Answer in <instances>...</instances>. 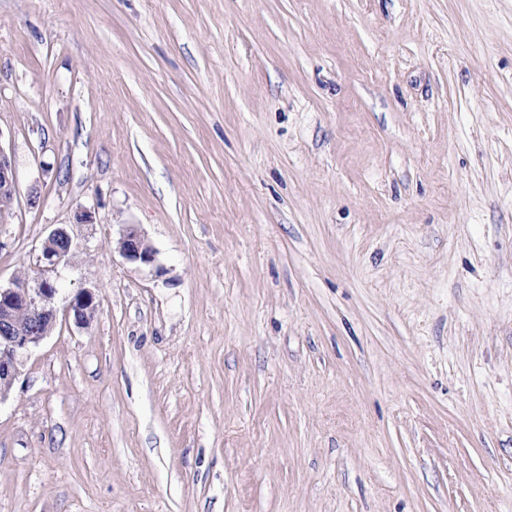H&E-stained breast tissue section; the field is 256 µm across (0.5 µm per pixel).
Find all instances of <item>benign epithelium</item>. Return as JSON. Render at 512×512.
I'll return each mask as SVG.
<instances>
[{
	"mask_svg": "<svg viewBox=\"0 0 512 512\" xmlns=\"http://www.w3.org/2000/svg\"><path fill=\"white\" fill-rule=\"evenodd\" d=\"M12 160L0 147V210L11 208L16 194ZM78 246L67 225L52 229L41 244L38 271L18 277L11 286L0 287V402L7 399L25 360L55 328L59 312L85 325L94 316L97 295L89 288L77 292L64 309L57 306L59 288L55 274L71 262ZM118 252L128 260L150 264L155 252L137 225H125L116 242Z\"/></svg>",
	"mask_w": 512,
	"mask_h": 512,
	"instance_id": "obj_1",
	"label": "benign epithelium"
}]
</instances>
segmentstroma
<instances>
[{"mask_svg":"<svg viewBox=\"0 0 512 512\" xmlns=\"http://www.w3.org/2000/svg\"><path fill=\"white\" fill-rule=\"evenodd\" d=\"M0 147V512H512V0H0ZM16 175L12 160L0 147V210L11 208L16 194ZM78 246L66 224L52 229L41 244L34 276L0 285V402L7 399L25 360L55 328L60 309L54 276L71 262ZM118 252L128 260L150 264L155 260V252L135 224H126L116 242ZM98 307L97 295L90 288L81 289L65 306V317L74 319L75 324L85 325L94 316Z\"/></svg>","mask_w":512,"mask_h":512,"instance_id":"1","label":"stroma"}]
</instances>
